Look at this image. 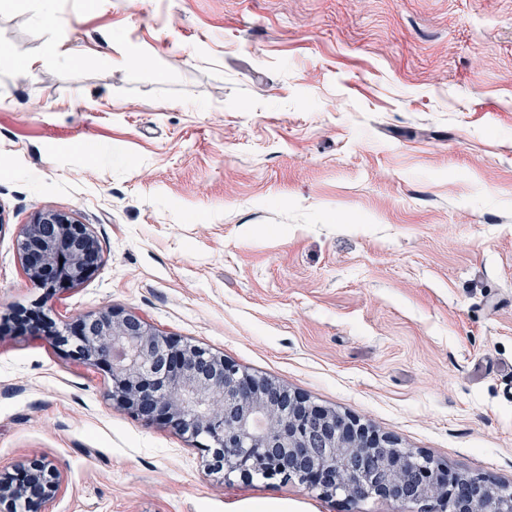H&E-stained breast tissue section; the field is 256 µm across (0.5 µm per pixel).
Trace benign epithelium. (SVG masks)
I'll return each mask as SVG.
<instances>
[{
  "label": "benign epithelium",
  "instance_id": "benign-epithelium-1",
  "mask_svg": "<svg viewBox=\"0 0 512 512\" xmlns=\"http://www.w3.org/2000/svg\"><path fill=\"white\" fill-rule=\"evenodd\" d=\"M27 277L59 296L103 265L89 225L73 213L36 212L17 240ZM69 358L107 372V397L131 414L202 438L208 466L249 480L262 468L296 475L327 496L361 500L368 492L389 498L402 491L412 503L433 501L442 512H512V499L493 502L494 487L459 476L424 453L350 415L314 405L271 379H258L211 350L167 335L137 312L107 307L54 333ZM60 474L45 460L15 474L0 472V505L13 512H43L57 493Z\"/></svg>",
  "mask_w": 512,
  "mask_h": 512
}]
</instances>
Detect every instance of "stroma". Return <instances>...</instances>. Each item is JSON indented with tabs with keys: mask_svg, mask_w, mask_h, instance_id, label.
Instances as JSON below:
<instances>
[{
	"mask_svg": "<svg viewBox=\"0 0 512 512\" xmlns=\"http://www.w3.org/2000/svg\"><path fill=\"white\" fill-rule=\"evenodd\" d=\"M53 8L0 7V470L52 460L45 512H400L212 473L13 328L114 306L512 486V0ZM42 209L105 257L52 299L17 249Z\"/></svg>",
	"mask_w": 512,
	"mask_h": 512,
	"instance_id": "1",
	"label": "stroma"
}]
</instances>
